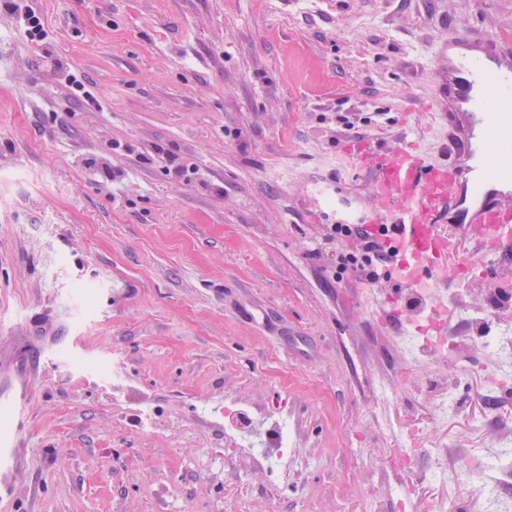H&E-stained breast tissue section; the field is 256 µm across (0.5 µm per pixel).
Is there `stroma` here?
<instances>
[{
	"label": "stroma",
	"instance_id": "stroma-1",
	"mask_svg": "<svg viewBox=\"0 0 512 512\" xmlns=\"http://www.w3.org/2000/svg\"><path fill=\"white\" fill-rule=\"evenodd\" d=\"M18 3L0 13V381L27 407L0 512H424L442 494L480 512L489 474L433 469L512 431V393L483 401L490 358L454 338L408 358L380 320L394 282L308 247L336 198L372 194L348 145L443 158L448 128L420 110L438 51L474 28L512 46V0ZM157 146L192 179L142 163ZM228 414L288 417L278 482Z\"/></svg>",
	"mask_w": 512,
	"mask_h": 512
}]
</instances>
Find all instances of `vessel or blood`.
Wrapping results in <instances>:
<instances>
[{
  "instance_id": "1",
  "label": "vessel or blood",
  "mask_w": 512,
  "mask_h": 512,
  "mask_svg": "<svg viewBox=\"0 0 512 512\" xmlns=\"http://www.w3.org/2000/svg\"><path fill=\"white\" fill-rule=\"evenodd\" d=\"M463 40L481 52L448 55L442 95L448 101L452 159L433 162L411 146L369 155L354 149L373 184L371 199L356 209V221L378 234L390 274L406 289L458 286L464 262L440 226L449 214L458 239L487 260H512V53L479 30ZM422 332L447 334V305L431 304ZM17 434L14 426L0 431V501L11 496L21 466Z\"/></svg>"
}]
</instances>
